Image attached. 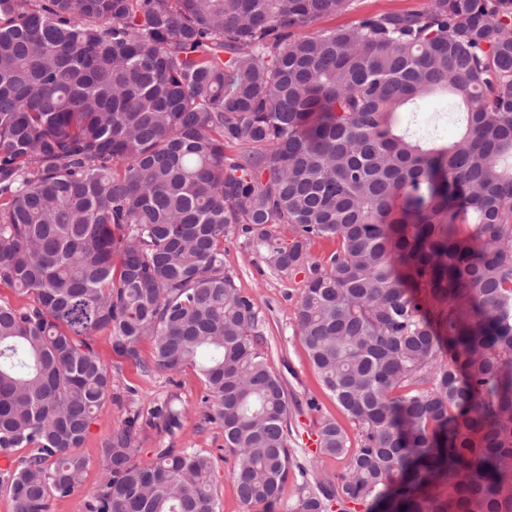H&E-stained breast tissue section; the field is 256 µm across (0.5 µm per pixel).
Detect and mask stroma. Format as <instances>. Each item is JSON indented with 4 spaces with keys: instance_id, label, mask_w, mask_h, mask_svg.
Masks as SVG:
<instances>
[{
    "instance_id": "obj_1",
    "label": "stroma",
    "mask_w": 512,
    "mask_h": 512,
    "mask_svg": "<svg viewBox=\"0 0 512 512\" xmlns=\"http://www.w3.org/2000/svg\"><path fill=\"white\" fill-rule=\"evenodd\" d=\"M426 4L427 0H356L353 10L323 21L322 26L348 27L369 14L418 11ZM224 267L234 275L241 292L253 299L263 322L262 349L288 394L291 446L315 454L314 442L326 419L336 420L348 435H355L353 423L323 387L304 344L295 334L304 273L285 276L273 272L265 264L260 249L238 233L224 243ZM92 341L112 372V392L98 409L79 448L89 461L81 485L68 497L52 498L50 512H82L85 503L93 500L103 482L100 450L108 436L136 412L143 419L136 442V459L140 464L152 463L160 448H199L213 462L217 512H294L302 484L301 477L295 474L289 475L282 496L273 507L248 506L239 500L232 478L233 457L224 449V429L214 421L212 405L203 399L204 384L193 367L174 373L152 369L153 346L147 339L139 345L140 361L136 364L114 354L107 333H95ZM164 400L181 414V427L172 433L148 423L156 403Z\"/></svg>"
}]
</instances>
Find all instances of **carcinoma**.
I'll return each instance as SVG.
<instances>
[{
  "label": "carcinoma",
  "instance_id": "carcinoma-1",
  "mask_svg": "<svg viewBox=\"0 0 512 512\" xmlns=\"http://www.w3.org/2000/svg\"><path fill=\"white\" fill-rule=\"evenodd\" d=\"M354 3L0 0V286L27 300L0 299V451L29 449L0 478L15 512L82 482L112 389L99 331L197 370L247 505L294 473L296 512H512V0L316 29ZM439 92L464 114L446 146L414 129ZM237 230L305 273L297 335L358 435L321 423L319 453L347 459L334 485L290 447L224 269ZM317 238L337 242L320 264ZM151 415L180 428L168 402ZM139 419L105 440L87 512H216L210 456L138 463Z\"/></svg>",
  "mask_w": 512,
  "mask_h": 512
}]
</instances>
